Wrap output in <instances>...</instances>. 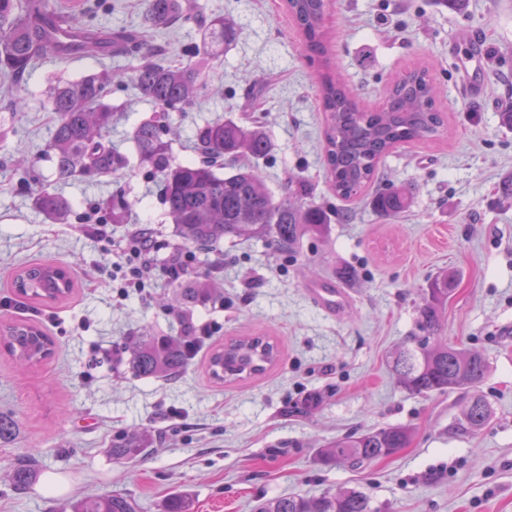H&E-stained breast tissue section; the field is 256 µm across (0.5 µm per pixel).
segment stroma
Returning <instances> with one entry per match:
<instances>
[{"label":"stroma","instance_id":"stroma-1","mask_svg":"<svg viewBox=\"0 0 512 512\" xmlns=\"http://www.w3.org/2000/svg\"><path fill=\"white\" fill-rule=\"evenodd\" d=\"M201 2L206 19L231 18L239 36L210 65L209 96L183 121L175 158H195L197 125L242 119L253 102L251 117L273 144L258 162L268 187L278 195L289 174L308 179L331 213L328 235L306 240L294 257L256 240L224 241L207 264H189L190 277L211 273L219 296L186 314L164 310L174 285L162 262L182 243L157 179L133 165L96 181L59 182L43 155L55 121L46 97L54 74L121 72L133 58L45 59L18 89L1 87L0 325L36 321L54 349L27 368L0 343V412L19 425L13 442L0 443V512H55L112 491L132 495L141 512H160L175 493L190 495L194 512H252L260 498L346 490L366 493L381 512H512V198L500 191L512 177V130L499 122L512 107V0H468L460 12L441 0H327L328 56L365 107L381 108L392 81L416 64L429 67L439 91L440 140L399 146L379 168L383 183L412 190V208L396 218L378 215L370 194H329L316 69L284 0ZM110 100L125 107L110 139L134 154L129 135L152 106L129 87H113ZM33 156L41 182L72 202L70 223H52L36 207L23 174ZM119 188L133 204L128 224L111 225L106 241L88 236L83 215ZM132 223L150 225L162 248L145 275L146 294L122 300L103 270ZM55 262L74 282L67 301L39 306L18 297L16 271ZM349 267L357 277L343 284L346 303L328 314L307 287L337 282ZM448 270L456 284L442 336L490 364L479 390L492 417L476 433L462 427L468 393H410L388 365L391 351L418 334L422 297ZM141 329L200 337L187 372L172 381L133 375L122 346ZM258 333L277 347L272 366L244 380L211 379L213 349ZM312 391L322 393L320 407L295 411ZM396 424L413 436L393 456L362 465L315 457L338 437ZM139 428L153 432L149 454L114 460L113 434ZM29 455L42 474L13 490L10 467Z\"/></svg>","mask_w":512,"mask_h":512}]
</instances>
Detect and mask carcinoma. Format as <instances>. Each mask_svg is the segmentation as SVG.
Wrapping results in <instances>:
<instances>
[{
  "instance_id": "cac0c4a2",
  "label": "carcinoma",
  "mask_w": 512,
  "mask_h": 512,
  "mask_svg": "<svg viewBox=\"0 0 512 512\" xmlns=\"http://www.w3.org/2000/svg\"><path fill=\"white\" fill-rule=\"evenodd\" d=\"M288 12L302 33L304 48L314 55L325 52V0H286ZM92 5L73 14L62 9L60 0H0V73L17 81L42 57L60 56L55 32L66 27L70 38L66 50L76 53L110 54L124 49L138 59L126 79L145 100L153 114L132 131L139 168L161 178V204L175 224L179 238L207 252L225 238H254L281 255L300 253L308 236L327 234L325 210L310 198L303 178L288 177V193L275 199L255 162L266 157L272 143L257 124H240L232 119L207 122L195 128L193 138L203 155L199 162L178 163L172 141L177 136L179 117L200 103L206 87L208 63L224 54L237 36L234 25L224 19L203 22V6L192 7L184 0H143L142 27L157 33L176 21L203 25L201 46L189 60L177 66L160 59L161 50L140 35L112 33L89 23ZM110 78L105 74L60 80L48 91L50 111L56 117L47 145L56 179L74 177L88 180L120 173L128 168L129 157L112 148L105 139L112 129L116 109L107 102ZM320 95L325 114L324 151L327 178L333 193L350 199L378 180V164L400 144L432 141L441 134L443 118L436 103V88L429 71H406L389 89L383 108L367 111L361 107L354 89L339 83L325 70L320 79ZM234 164L228 174H220V161ZM36 206L53 222L64 224L70 203L51 188L37 184ZM383 217H398L413 203L406 186L376 190L371 200ZM130 202L123 190L102 200L105 223L121 224ZM451 274L443 273L425 292L418 308L422 335L412 336L391 353L389 367L402 386L412 394L471 393L465 412L466 430L481 431L492 410L479 385L487 377V358L442 340L441 322L448 303ZM14 286L19 295L36 304L65 300L73 283L59 264L28 267L17 274ZM213 291L207 280L189 283L162 299V306L190 307ZM8 352L20 362L37 366L52 353L53 342L37 325L17 321L5 328ZM192 339L188 336L137 337L131 344L132 372L142 378H172L185 372L192 359ZM277 357L276 346L265 336L233 341L214 350L208 361L210 376L222 382L259 374ZM17 432V423L0 413V443ZM411 429L388 425L352 433L331 441L317 451L322 463L351 459L369 462L390 457L407 447ZM147 429L123 431L112 436V458L124 462L142 460L149 450ZM39 470L22 459L10 473L14 489L33 484ZM71 512H138L136 500L114 491L69 505ZM163 512H193L186 494L170 496ZM254 512H379L371 498L352 490L319 496H277L259 501Z\"/></svg>"
}]
</instances>
